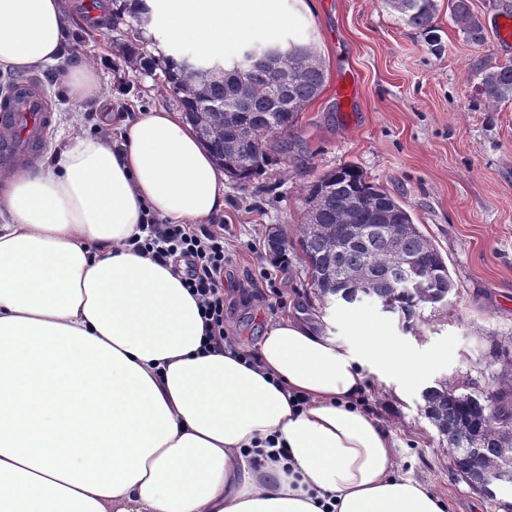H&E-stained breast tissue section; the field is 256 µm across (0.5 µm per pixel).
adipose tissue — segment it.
I'll list each match as a JSON object with an SVG mask.
<instances>
[{
	"label": "adipose tissue",
	"instance_id": "obj_1",
	"mask_svg": "<svg viewBox=\"0 0 512 512\" xmlns=\"http://www.w3.org/2000/svg\"><path fill=\"white\" fill-rule=\"evenodd\" d=\"M278 2L163 0L168 37L221 56ZM67 25L65 0H0V70L58 65ZM112 120L121 144L0 176V512H444L358 405L366 369L428 361L362 320L354 350L294 318L249 359L211 342L182 258L133 242L223 214L226 174L180 113Z\"/></svg>",
	"mask_w": 512,
	"mask_h": 512
}]
</instances>
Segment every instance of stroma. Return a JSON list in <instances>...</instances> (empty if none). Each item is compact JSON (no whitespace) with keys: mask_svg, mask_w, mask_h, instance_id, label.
Returning a JSON list of instances; mask_svg holds the SVG:
<instances>
[{"mask_svg":"<svg viewBox=\"0 0 512 512\" xmlns=\"http://www.w3.org/2000/svg\"><path fill=\"white\" fill-rule=\"evenodd\" d=\"M431 29L408 26L383 0H281L287 25L278 35L255 26L249 43L271 39L313 47L325 70L320 95L286 134L281 164L250 182L227 179L224 213V329L255 351L266 322L296 318L318 325L336 342L355 346L350 324L366 317L385 327L402 350L431 367L413 383L369 373L361 408L374 413L395 443L400 477L429 487L444 512H504L512 489L489 500L458 480L435 429L420 410L422 389L434 381L479 377L491 340H512V102L491 108L480 89L483 72L512 65V44L497 41L495 0H471L485 40H467L438 0ZM68 27L61 65L34 71L55 111L68 106L66 66L103 73L106 107L77 113L75 131L110 134L106 113L163 107L177 110L161 71L145 74L125 63L134 29L100 26L84 0H66ZM350 76L357 94L344 98ZM351 163L400 199L445 259L456 284L447 314L405 331L397 316L362 301L320 302L297 257L274 258L270 227L295 239L305 223V189L323 173Z\"/></svg>","mask_w":512,"mask_h":512,"instance_id":"1","label":"stroma"}]
</instances>
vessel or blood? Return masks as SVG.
I'll use <instances>...</instances> for the list:
<instances>
[{
    "label": "vessel or blood",
    "instance_id": "obj_1",
    "mask_svg": "<svg viewBox=\"0 0 512 512\" xmlns=\"http://www.w3.org/2000/svg\"><path fill=\"white\" fill-rule=\"evenodd\" d=\"M52 109L41 83L16 82L0 96V170L27 169L51 126Z\"/></svg>",
    "mask_w": 512,
    "mask_h": 512
}]
</instances>
